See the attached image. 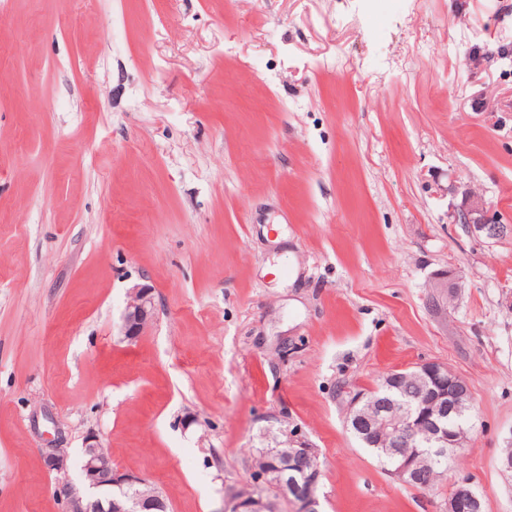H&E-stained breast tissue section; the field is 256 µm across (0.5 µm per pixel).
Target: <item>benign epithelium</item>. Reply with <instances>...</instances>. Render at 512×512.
Masks as SVG:
<instances>
[{"instance_id": "1", "label": "benign epithelium", "mask_w": 512, "mask_h": 512, "mask_svg": "<svg viewBox=\"0 0 512 512\" xmlns=\"http://www.w3.org/2000/svg\"><path fill=\"white\" fill-rule=\"evenodd\" d=\"M454 224H464L478 238L500 240L507 229L494 216L490 215V206L482 198L465 193L459 206L449 213ZM429 305L434 310H443V298L448 289L460 287L458 270L446 269L435 275ZM155 309L152 289L145 284H134L128 291V301L123 316V335L129 340L137 338L151 319ZM426 375L430 386L427 393L417 401L415 408H404L395 402L382 404L370 418L362 414V407L368 394L358 389L349 392L346 426L357 433L362 422L368 423V432L380 436H396L412 424V415L431 422L427 441L428 454L440 456L453 454L463 447L466 429L459 427L448 429L446 419L448 411L456 410L454 397L448 395V389L462 382L463 377L441 362L430 361L416 366ZM294 449L282 458V463L274 469H268L257 475V486L272 487L279 496L294 506V512H321L319 483L317 478L299 485L289 479V473L295 466L294 458L304 456L320 472L318 449L302 440L292 431L284 432ZM46 468L56 474L55 494L62 503L64 512H166L165 500L156 489L148 494L138 491L144 480L137 475L121 473L112 467V458L95 434L84 437L80 450L81 482L75 483L70 475L71 454L67 448L53 447L44 456ZM389 474L399 482L410 485L414 479V459L406 456L396 460ZM268 507L264 494L257 491L251 495L237 498L232 506L234 512H265ZM445 512H484L482 498L467 477L456 479L448 493Z\"/></svg>"}]
</instances>
